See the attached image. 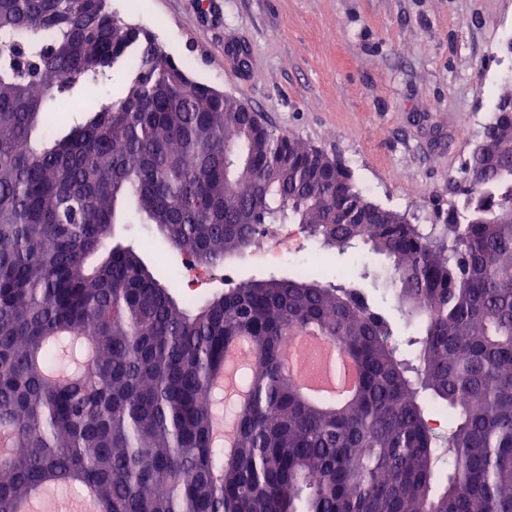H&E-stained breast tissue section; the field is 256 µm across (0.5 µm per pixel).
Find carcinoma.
I'll use <instances>...</instances> for the list:
<instances>
[{"label": "carcinoma", "mask_w": 512, "mask_h": 512, "mask_svg": "<svg viewBox=\"0 0 512 512\" xmlns=\"http://www.w3.org/2000/svg\"><path fill=\"white\" fill-rule=\"evenodd\" d=\"M132 58L125 94L99 91ZM459 200L422 229L350 170L193 79L109 0H0V512L37 489L92 491L98 512H512V94L500 97ZM117 224H150L208 266L261 224H299L352 258L176 297ZM381 258L416 337L351 283ZM321 331L361 382L332 406L285 369L286 336ZM247 336L235 436L213 437L227 354ZM453 416L445 446L430 425Z\"/></svg>", "instance_id": "obj_1"}]
</instances>
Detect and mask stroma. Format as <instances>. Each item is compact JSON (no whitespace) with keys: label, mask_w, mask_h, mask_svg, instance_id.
<instances>
[{"label":"stroma","mask_w":512,"mask_h":512,"mask_svg":"<svg viewBox=\"0 0 512 512\" xmlns=\"http://www.w3.org/2000/svg\"><path fill=\"white\" fill-rule=\"evenodd\" d=\"M194 79L345 162L370 201L430 226L498 96L512 91V0H110ZM247 53L246 64L232 51ZM357 138H349L350 130ZM158 279L181 260L120 224Z\"/></svg>","instance_id":"stroma-1"}]
</instances>
